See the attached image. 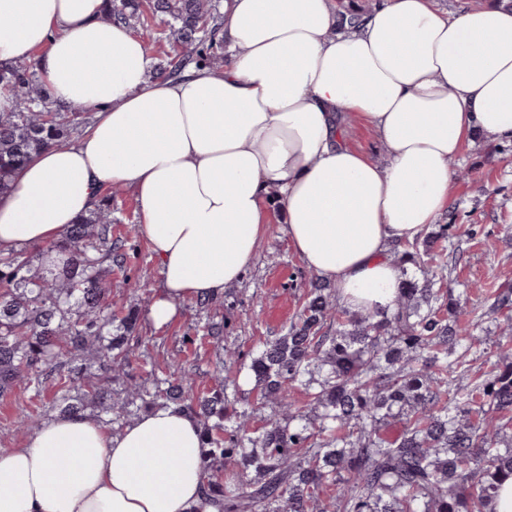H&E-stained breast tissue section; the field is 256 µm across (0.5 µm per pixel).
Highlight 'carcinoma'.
Wrapping results in <instances>:
<instances>
[{"mask_svg":"<svg viewBox=\"0 0 512 512\" xmlns=\"http://www.w3.org/2000/svg\"><path fill=\"white\" fill-rule=\"evenodd\" d=\"M161 34L177 46L157 75L224 66V19L217 0H148ZM142 0H105L100 19L134 30ZM0 86L16 101L0 112V196L40 151L68 143L85 109L60 106L36 62L0 65ZM452 223L395 252L396 264L424 267L405 279L391 310L355 315L317 282L297 319L266 339L248 368L243 396L224 353L219 387L204 395L176 373L126 388L145 409L174 405L202 427L204 494L221 512H490L499 483L512 477V323L495 342L496 363L477 385L469 363L487 353L479 323L512 309L499 295L489 311L463 309L437 281L448 270ZM67 254L65 270L45 274L21 252L0 253V395L18 383L39 395L50 378L79 392L62 414L118 408L112 383L128 375L124 349L138 316L114 325L106 276L121 255L112 246V208L96 204L62 241L39 253ZM96 364L89 373L85 365ZM268 412L265 424L255 426ZM403 423L390 440L383 429Z\"/></svg>","mask_w":512,"mask_h":512,"instance_id":"1","label":"carcinoma"}]
</instances>
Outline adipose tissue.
Here are the masks:
<instances>
[{"mask_svg":"<svg viewBox=\"0 0 512 512\" xmlns=\"http://www.w3.org/2000/svg\"><path fill=\"white\" fill-rule=\"evenodd\" d=\"M102 0H0V63L36 61L52 99L95 114L76 144L35 156L0 197V252L64 238L103 185L138 202L163 287L147 310L239 283L275 199L306 267L350 312L393 305L391 253L452 203L475 137L512 141V10L379 0L357 26L334 0H224L221 71L157 79ZM362 120L384 162L344 142ZM201 430L172 406L119 431L61 415L0 449V512H219L203 496Z\"/></svg>","mask_w":512,"mask_h":512,"instance_id":"ef3b65f1","label":"adipose tissue"}]
</instances>
